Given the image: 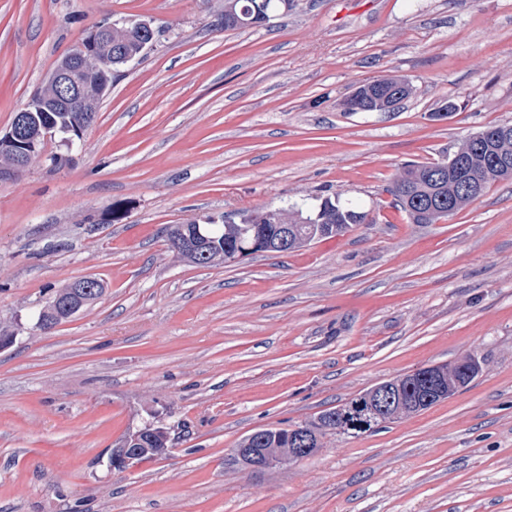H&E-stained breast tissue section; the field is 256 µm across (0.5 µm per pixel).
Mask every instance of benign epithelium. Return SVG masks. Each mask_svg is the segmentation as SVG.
I'll return each instance as SVG.
<instances>
[{
    "label": "benign epithelium",
    "instance_id": "benign-epithelium-1",
    "mask_svg": "<svg viewBox=\"0 0 512 512\" xmlns=\"http://www.w3.org/2000/svg\"><path fill=\"white\" fill-rule=\"evenodd\" d=\"M93 54L71 55L59 63L39 86L30 99L14 116L10 125L0 129V151L9 154V159L0 163V181L13 179L36 157L43 155L47 141L56 135V126L48 118L50 103L60 106L85 105L105 95L107 87L96 84L94 69L89 61ZM456 173L465 190L474 193L481 181L471 173L465 153L456 154ZM71 298L62 303L68 315H76L82 308L80 299L92 292L86 281H75L68 285ZM237 457L248 463L255 461L261 468L269 462L266 448H239ZM134 465V456L126 448H116L110 455V466L124 470Z\"/></svg>",
    "mask_w": 512,
    "mask_h": 512
}]
</instances>
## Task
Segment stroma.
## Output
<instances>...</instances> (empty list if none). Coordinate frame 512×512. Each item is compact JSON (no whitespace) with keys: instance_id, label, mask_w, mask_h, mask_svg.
Masks as SVG:
<instances>
[{"instance_id":"35a3bbf8","label":"stroma","mask_w":512,"mask_h":512,"mask_svg":"<svg viewBox=\"0 0 512 512\" xmlns=\"http://www.w3.org/2000/svg\"><path fill=\"white\" fill-rule=\"evenodd\" d=\"M223 12L0 0L2 129L94 25L159 31L81 140L0 181V512H512V180L434 224L386 192L403 166L512 123V0H295L237 29ZM392 76L414 89L399 110L342 109ZM333 195L366 223L288 254L200 267L163 233ZM84 277L104 293L40 329ZM468 355L479 375L417 415L285 466L233 456L252 432ZM148 426L168 454L112 469Z\"/></svg>"}]
</instances>
